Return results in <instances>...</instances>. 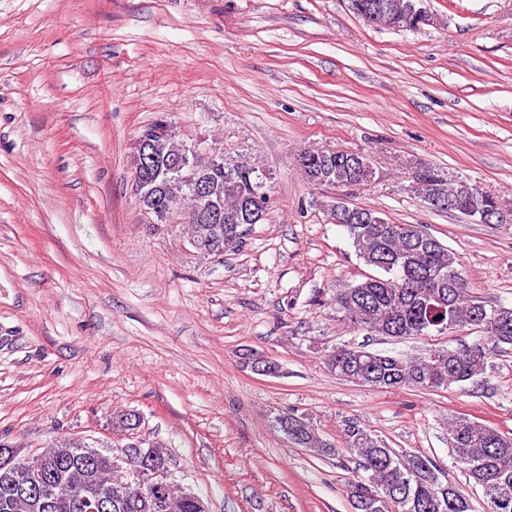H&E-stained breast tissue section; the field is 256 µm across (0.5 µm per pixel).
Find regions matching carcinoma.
I'll list each match as a JSON object with an SVG mask.
<instances>
[{"mask_svg":"<svg viewBox=\"0 0 512 512\" xmlns=\"http://www.w3.org/2000/svg\"><path fill=\"white\" fill-rule=\"evenodd\" d=\"M171 124L158 118L143 127L140 134L164 143V154L171 155L189 146L169 132ZM157 184L174 199L161 212L149 205L140 208L149 216L156 231L173 230V215H182V223L204 241L213 236L212 225L200 221L196 213L193 180L203 175L212 188V199L235 215L234 223L249 226L257 219V200L271 209L269 177L246 161L191 157L179 173L168 175L164 159H159ZM310 184L322 179L336 188H350L367 178L354 179L345 166L342 153L328 151L321 163L305 172ZM414 192L427 204L433 198H448L462 193L435 169L424 168L416 176ZM329 219L342 225L356 256L365 265L379 271L377 276L346 285L336 291V312L354 330L391 339L425 336L432 329L446 326L456 332L468 328L478 333L471 344L456 349L436 346L427 356L408 360L401 356L372 352L360 347L339 346L327 355L331 370L341 380L357 379L360 386L379 389L446 390L472 381L490 367V359L506 347H512V309L505 315L494 311L497 319L478 322L472 316L481 300L469 294L459 270L456 254L438 239L428 245L410 235L420 232V224H391L378 212L343 200L329 209ZM293 444L326 457L336 448L321 439L315 427L292 413L276 419ZM449 447L461 469L465 483L481 488L486 512H512V431L503 432L468 416H448ZM345 451L357 464L346 484L347 497L356 512H388L385 500L398 501V512H473V506L460 486L448 481L442 468L430 457L415 452H397L383 439L357 421L344 428ZM85 442L61 438L47 455L15 461L14 469L0 479V512H88L79 505L71 489L86 496L101 488H112L104 512H197L193 500L175 488L152 494L139 492L133 477L118 473L113 453L89 447L90 460H84ZM127 466L138 468L143 456L159 468L171 463L166 449L157 442L140 443L137 438L126 445ZM54 468L62 484L47 490L46 498L31 499L25 493L34 468Z\"/></svg>","mask_w":512,"mask_h":512,"instance_id":"obj_1","label":"carcinoma"}]
</instances>
